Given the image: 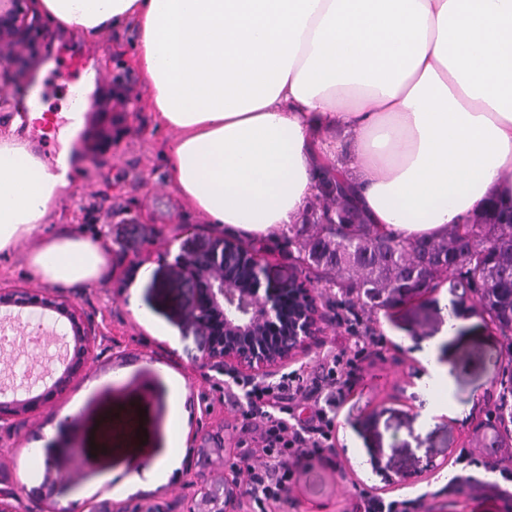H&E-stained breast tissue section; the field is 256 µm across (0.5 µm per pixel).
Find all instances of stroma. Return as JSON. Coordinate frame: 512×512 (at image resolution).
I'll return each instance as SVG.
<instances>
[{"label": "stroma", "instance_id": "obj_1", "mask_svg": "<svg viewBox=\"0 0 512 512\" xmlns=\"http://www.w3.org/2000/svg\"><path fill=\"white\" fill-rule=\"evenodd\" d=\"M84 50L96 73L98 89L86 129L70 134L71 89L85 73L61 79L71 53ZM137 32L126 25L88 39L66 35L39 19L19 50L0 54V130L17 126L46 162L70 145L79 164L76 189L61 193L47 231L68 230L104 236L108 270L100 282L62 288L99 333L95 359L74 378L52 406L27 415L12 429L0 428V467L9 475L30 512H47L34 495L40 478L30 472L29 447L86 382L127 369L121 382L101 389L83 406L77 435L83 448L85 480L109 471L127 476L166 448L167 392L159 373H180L188 388L185 445L197 434L224 431L223 471L238 478L243 461H255L253 442L260 419L244 420L224 389L244 394L247 384L216 371H199L207 341L184 317L193 285L180 271L182 255L205 248L224 228L209 223L180 195L169 179L164 157L173 133L160 126L149 109V91L137 63ZM45 88L42 110L58 115L53 141L25 123L22 89L31 82ZM300 224L286 226L259 247L270 282L290 279L311 288L329 317L319 343L282 365L320 377L329 358L347 348L352 333L363 337L367 354L350 378L333 416L330 447L304 456L293 469L286 504L258 509L253 497L242 512H362L365 495L413 502V512H512V442L497 437L500 395L512 380V342L504 339L482 313L472 294L455 290L440 277L435 288L409 297L393 310L349 308L337 289L324 287L297 261ZM33 241L0 255V288H39L27 266ZM149 278H142V269ZM138 302H131V288ZM148 308L179 336L170 345L138 317ZM457 326L451 341L438 349V362L449 376L448 398L454 413H438L431 426L419 423L428 399L418 381L425 367L418 356L424 340L445 333L449 319ZM192 453L166 484L126 496L129 504L175 501L187 494L195 472Z\"/></svg>", "mask_w": 512, "mask_h": 512}]
</instances>
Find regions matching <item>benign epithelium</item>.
I'll return each mask as SVG.
<instances>
[{
  "label": "benign epithelium",
  "instance_id": "obj_1",
  "mask_svg": "<svg viewBox=\"0 0 512 512\" xmlns=\"http://www.w3.org/2000/svg\"><path fill=\"white\" fill-rule=\"evenodd\" d=\"M32 0H0V54L20 48L35 26ZM184 272L195 282L196 294L186 309V318L208 336V353L199 365L202 371L266 377L282 364L308 352L323 332L324 315L312 291L297 280L261 288L262 260L241 244L216 239L202 252L180 257ZM0 307L19 313L41 309L53 326L63 329L65 355L60 364L48 367L42 391L33 387L0 389V423H9L44 406L62 394L71 379L93 361L97 334L77 305L42 291L27 288L0 289ZM82 466L62 471L49 463L48 483L79 479ZM224 477L182 500L155 504L146 509L134 505L130 512H210V499L218 498L222 512H240L243 493Z\"/></svg>",
  "mask_w": 512,
  "mask_h": 512
}]
</instances>
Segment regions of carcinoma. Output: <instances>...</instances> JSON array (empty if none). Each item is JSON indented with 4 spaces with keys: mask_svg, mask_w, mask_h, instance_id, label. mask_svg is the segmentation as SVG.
<instances>
[{
    "mask_svg": "<svg viewBox=\"0 0 512 512\" xmlns=\"http://www.w3.org/2000/svg\"><path fill=\"white\" fill-rule=\"evenodd\" d=\"M348 190L340 167L321 166V202L309 214L315 234L300 243V260L315 278L341 290L350 305L374 309L433 288L447 273L512 340V206L483 209L436 237L403 240L378 232L359 209L355 221L345 214Z\"/></svg>",
    "mask_w": 512,
    "mask_h": 512,
    "instance_id": "cac0c4a2",
    "label": "carcinoma"
}]
</instances>
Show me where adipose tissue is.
Segmentation results:
<instances>
[{
  "label": "adipose tissue",
  "mask_w": 512,
  "mask_h": 512,
  "mask_svg": "<svg viewBox=\"0 0 512 512\" xmlns=\"http://www.w3.org/2000/svg\"><path fill=\"white\" fill-rule=\"evenodd\" d=\"M61 31L94 37L134 24L149 106L176 132L166 154L180 194L211 223L255 240L294 223L319 160H344L369 222L416 239L512 202V0H40ZM68 154L50 165L0 132V253L53 287L100 281L98 236L44 233ZM167 448L123 480L129 495L179 468L186 382L162 369Z\"/></svg>",
  "instance_id": "adipose-tissue-1"
}]
</instances>
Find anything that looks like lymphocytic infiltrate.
Masks as SVG:
<instances>
[{"instance_id": "1", "label": "lymphocytic infiltrate", "mask_w": 512, "mask_h": 512, "mask_svg": "<svg viewBox=\"0 0 512 512\" xmlns=\"http://www.w3.org/2000/svg\"><path fill=\"white\" fill-rule=\"evenodd\" d=\"M362 351H345L329 362L324 377L310 380L293 372L274 384L252 385L241 415L263 419L259 440L265 457L261 466H248V483L258 505L284 502L292 469L307 452L328 447L332 439L331 411L338 407L348 387V376L357 369ZM311 399L305 420L288 422L297 397Z\"/></svg>"}]
</instances>
